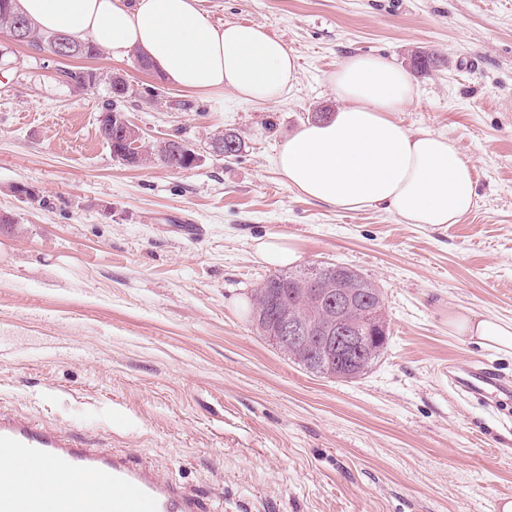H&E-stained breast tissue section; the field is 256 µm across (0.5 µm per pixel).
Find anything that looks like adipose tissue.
I'll use <instances>...</instances> for the list:
<instances>
[{
	"label": "adipose tissue",
	"instance_id": "adipose-tissue-1",
	"mask_svg": "<svg viewBox=\"0 0 512 512\" xmlns=\"http://www.w3.org/2000/svg\"><path fill=\"white\" fill-rule=\"evenodd\" d=\"M44 32L91 37L146 57L168 81L280 101L297 58L255 23L213 24L198 0H17ZM340 107L281 145L275 164L302 197L345 210L383 207L408 224H455L475 205L474 168L455 143L405 128L393 115L416 94L407 72L378 56L351 55L330 74ZM458 335L512 354V321L474 311L450 317Z\"/></svg>",
	"mask_w": 512,
	"mask_h": 512
}]
</instances>
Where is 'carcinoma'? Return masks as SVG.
<instances>
[{
    "instance_id": "1",
    "label": "carcinoma",
    "mask_w": 512,
    "mask_h": 512,
    "mask_svg": "<svg viewBox=\"0 0 512 512\" xmlns=\"http://www.w3.org/2000/svg\"><path fill=\"white\" fill-rule=\"evenodd\" d=\"M19 23L23 24L26 29L27 44L38 48L45 46L49 52H56L59 33L44 34L36 31L27 18L15 8L14 0H0V31L3 30L11 34ZM441 63L442 59L431 52H416L411 60L412 66L420 70H427ZM61 76L65 82L81 90L92 87L97 80L96 74L89 71L77 72L67 69L61 71ZM110 87L115 101L110 103V107L106 108V111L113 112L117 109L116 102L130 96L131 92L125 79L117 73L110 78ZM99 133L114 156L129 164L134 163V160L127 158L128 146L125 136L114 134L107 128L99 129ZM193 155H195L194 150L186 145L178 149H171L166 145L157 147L158 160L165 166L175 169L190 168ZM317 274V287L321 288L328 296L336 297V285L338 284L346 287L350 292L353 304L347 310V318L351 324H358L366 311L377 310L380 312L384 308L380 288L355 270L327 263L317 267ZM310 288H312V284L309 283L308 273L304 271L298 273L278 272L269 275L264 279V285L257 288L254 294V320L257 330L263 334L268 333L269 329L276 326L278 321L286 315L302 322L308 320L329 321L333 315L331 304L325 299L316 301L310 298ZM385 349L386 344L383 342L370 343L360 353L363 365L355 373L336 365L322 368L309 364L308 357L316 351L314 343L295 348L286 346L281 348V352L311 373L342 379H355L367 374L385 352Z\"/></svg>"
}]
</instances>
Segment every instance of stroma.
Here are the masks:
<instances>
[{"instance_id": "stroma-1", "label": "stroma", "mask_w": 512, "mask_h": 512, "mask_svg": "<svg viewBox=\"0 0 512 512\" xmlns=\"http://www.w3.org/2000/svg\"><path fill=\"white\" fill-rule=\"evenodd\" d=\"M217 25H263L297 57L283 100L200 93L130 50L58 60L0 33V405L147 460L211 512H497L512 497V403L459 395L449 372L512 380V356L456 335L467 311L512 319V0H199ZM445 64L412 70L410 55ZM352 54L409 70L396 115L452 139L475 207L442 227L303 199L281 144L336 111ZM68 68L97 74L80 90ZM148 148L180 135L175 169L113 156L98 131L109 79ZM238 133L237 155L213 141ZM28 188L29 197L15 194ZM199 225L201 235L185 227ZM293 238L299 268H353L385 295L389 342L348 381L294 364L256 330L273 273L257 239Z\"/></svg>"}]
</instances>
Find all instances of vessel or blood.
<instances>
[{
    "label": "vessel or blood",
    "instance_id": "vessel-or-blood-1",
    "mask_svg": "<svg viewBox=\"0 0 512 512\" xmlns=\"http://www.w3.org/2000/svg\"><path fill=\"white\" fill-rule=\"evenodd\" d=\"M470 396L487 388L512 397V382L477 366L455 377ZM0 455L22 472L69 475V491L45 485L33 493L21 485L0 489V512H206L204 504L176 483L162 478L146 461L79 440L61 427L39 423L0 408Z\"/></svg>",
    "mask_w": 512,
    "mask_h": 512
}]
</instances>
